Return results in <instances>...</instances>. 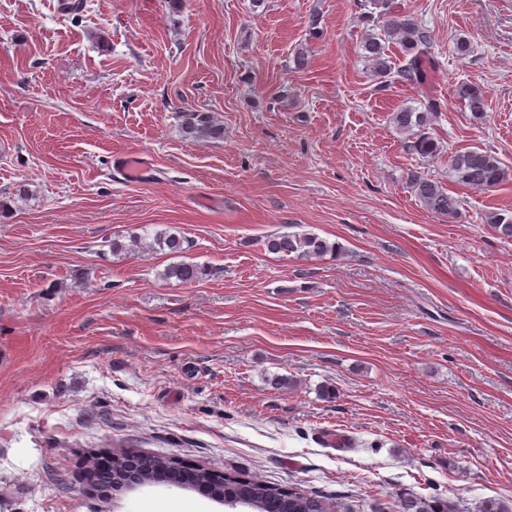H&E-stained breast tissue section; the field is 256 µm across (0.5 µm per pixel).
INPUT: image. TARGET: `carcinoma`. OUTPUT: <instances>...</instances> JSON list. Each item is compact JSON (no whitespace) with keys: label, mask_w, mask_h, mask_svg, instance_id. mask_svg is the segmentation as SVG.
<instances>
[{"label":"carcinoma","mask_w":512,"mask_h":512,"mask_svg":"<svg viewBox=\"0 0 512 512\" xmlns=\"http://www.w3.org/2000/svg\"><path fill=\"white\" fill-rule=\"evenodd\" d=\"M377 13L374 27L365 31L359 45L361 57L371 75L381 83L393 79L416 88L425 85L426 64L431 62L432 35L411 13L401 9L397 0H370ZM401 46L407 63L392 67L387 53L389 43ZM456 95L463 100L472 118L483 122L486 117L485 95L482 88L472 82H462ZM441 105L435 98L423 103V110L401 106L389 115V123L406 136L408 151L423 159H433L440 154V145L430 132V126ZM182 137L190 141H216L224 139V122L208 112L186 110L179 115ZM448 168L455 181L480 190H490L509 178V169L501 160L480 150L458 151L448 156ZM407 183L420 204L428 211L445 219L459 215L460 201L448 194L442 184L417 170L407 173ZM496 235L512 241V211H491L485 214ZM266 250L282 257L295 256L304 259L322 258L339 252L336 242L312 233L272 234L264 241ZM164 276L184 284L200 282L209 276L208 268L194 262L181 261L169 265ZM176 455L131 456L121 449L112 453V468L97 483V498L107 500L105 494L112 491V479L120 478L131 470L145 481H152L167 469L179 464ZM198 482L205 485L211 495L253 500L255 512H330L327 504L318 496L293 486L263 482L239 474L226 473L222 480L206 468L197 469ZM400 512H456L445 500L407 496L402 499Z\"/></svg>","instance_id":"1"}]
</instances>
